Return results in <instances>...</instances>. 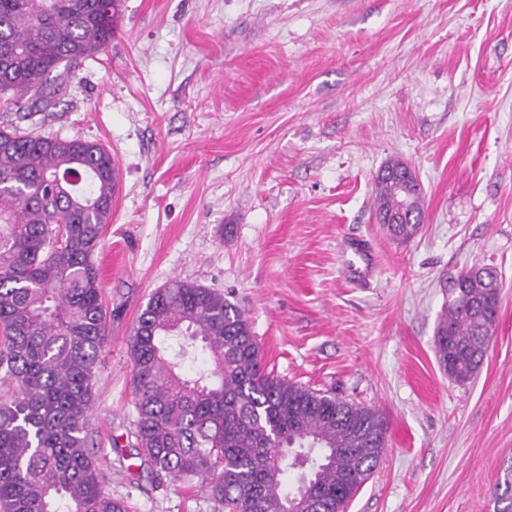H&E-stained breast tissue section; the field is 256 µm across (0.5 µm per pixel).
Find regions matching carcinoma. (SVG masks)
Segmentation results:
<instances>
[{
    "mask_svg": "<svg viewBox=\"0 0 512 512\" xmlns=\"http://www.w3.org/2000/svg\"><path fill=\"white\" fill-rule=\"evenodd\" d=\"M118 0H0V107L45 112L79 61L112 41ZM116 164L102 145L0 127V512H127L105 490L90 444L96 367L108 340L94 255L112 217ZM376 177L377 214L410 193L418 231L423 199L393 159ZM435 333V355L458 383L483 362L500 283L471 267ZM191 340L203 366L182 371ZM134 437L156 476L193 484L222 512H289L285 474H299L305 512H339L387 447L379 411L268 372L247 320L224 295L174 279L156 289L130 342ZM498 499L512 512V465Z\"/></svg>",
    "mask_w": 512,
    "mask_h": 512,
    "instance_id": "obj_1",
    "label": "carcinoma"
}]
</instances>
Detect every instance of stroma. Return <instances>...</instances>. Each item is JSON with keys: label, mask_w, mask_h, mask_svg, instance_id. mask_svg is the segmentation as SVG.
I'll return each mask as SVG.
<instances>
[{"label": "stroma", "mask_w": 512, "mask_h": 512, "mask_svg": "<svg viewBox=\"0 0 512 512\" xmlns=\"http://www.w3.org/2000/svg\"><path fill=\"white\" fill-rule=\"evenodd\" d=\"M34 134L113 156L95 254L110 343L92 451L128 512H218L139 472L128 342L174 279L235 304L276 375L380 411L388 446L347 512H499L512 464V0H121ZM407 163L416 236L376 218ZM359 240L368 256L355 254ZM502 281L460 384L434 352L458 275ZM381 172L386 174L381 175ZM409 173L412 175L408 166L398 160L393 159L387 162L384 168L378 173L375 183V203L377 215L397 213L402 207V196L399 189L411 192L408 209L401 222L394 224L391 216L381 217L380 223L387 229L388 233L396 239L407 241L411 239L418 231L419 224L423 217V199L420 191L417 193L415 186L418 183L412 184L410 181L404 179V174ZM415 212L413 216V223L406 217L409 213ZM406 219V220H405Z\"/></svg>", "instance_id": "1"}]
</instances>
